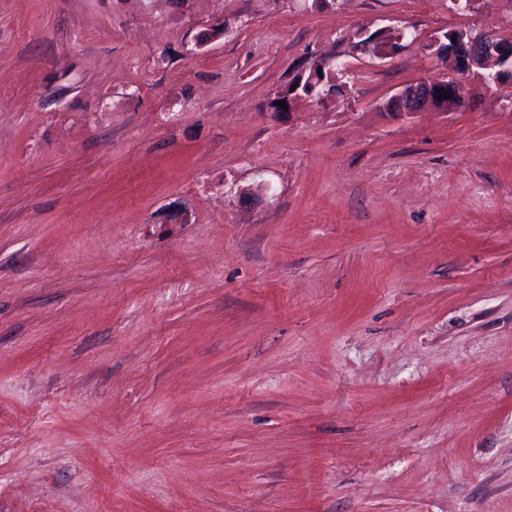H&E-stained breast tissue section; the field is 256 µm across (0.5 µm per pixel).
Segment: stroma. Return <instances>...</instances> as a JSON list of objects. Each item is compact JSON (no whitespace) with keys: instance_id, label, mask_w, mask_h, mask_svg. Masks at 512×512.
<instances>
[{"instance_id":"obj_1","label":"stroma","mask_w":512,"mask_h":512,"mask_svg":"<svg viewBox=\"0 0 512 512\" xmlns=\"http://www.w3.org/2000/svg\"><path fill=\"white\" fill-rule=\"evenodd\" d=\"M451 28L512 0H0V512H512V81L382 109Z\"/></svg>"}]
</instances>
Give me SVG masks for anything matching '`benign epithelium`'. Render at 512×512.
<instances>
[{"instance_id":"benign-epithelium-1","label":"benign epithelium","mask_w":512,"mask_h":512,"mask_svg":"<svg viewBox=\"0 0 512 512\" xmlns=\"http://www.w3.org/2000/svg\"><path fill=\"white\" fill-rule=\"evenodd\" d=\"M364 50L378 58L395 54L398 47L393 43H382L378 37L369 36L362 43ZM427 48L432 55L446 63H453L454 71L460 74L473 72V67L492 68L506 60L512 62V44L491 38L474 39L459 30H451L444 38H435ZM447 93L439 97V92ZM465 101V85L455 78L443 83L439 79L421 80L406 86L390 98L385 105L389 113L410 115L428 108L434 112H455Z\"/></svg>"}]
</instances>
